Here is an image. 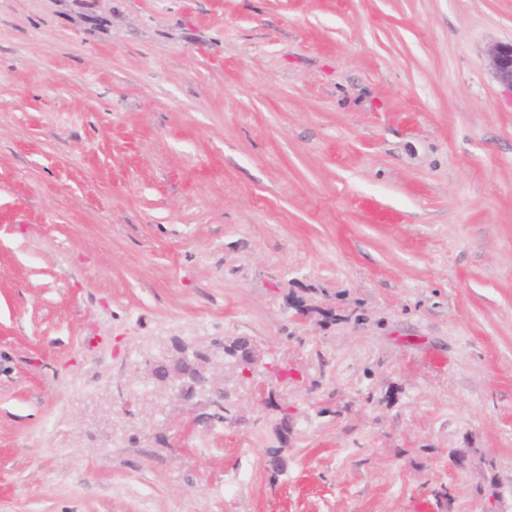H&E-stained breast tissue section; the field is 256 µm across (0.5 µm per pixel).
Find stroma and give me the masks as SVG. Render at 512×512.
<instances>
[{"label":"stroma","mask_w":512,"mask_h":512,"mask_svg":"<svg viewBox=\"0 0 512 512\" xmlns=\"http://www.w3.org/2000/svg\"><path fill=\"white\" fill-rule=\"evenodd\" d=\"M510 40L512 0H0V512H512ZM237 338L224 426L125 412ZM488 65L493 78L512 93V41L491 46L488 50Z\"/></svg>","instance_id":"1"}]
</instances>
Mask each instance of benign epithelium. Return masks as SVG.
<instances>
[{"label": "benign epithelium", "instance_id": "benign-epithelium-1", "mask_svg": "<svg viewBox=\"0 0 512 512\" xmlns=\"http://www.w3.org/2000/svg\"><path fill=\"white\" fill-rule=\"evenodd\" d=\"M488 65L493 78L512 92V41L491 46ZM138 379L166 395L171 405L199 400L205 410L202 420L209 428L222 425L228 419L230 409L226 405L224 373L217 370L210 354L182 349L159 366L146 365Z\"/></svg>", "mask_w": 512, "mask_h": 512}]
</instances>
